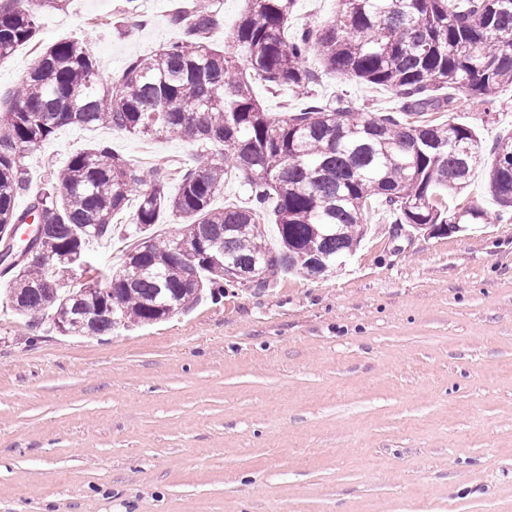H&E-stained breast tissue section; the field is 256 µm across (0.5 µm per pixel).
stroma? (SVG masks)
<instances>
[{
	"instance_id": "35a3bbf8",
	"label": "stroma",
	"mask_w": 512,
	"mask_h": 512,
	"mask_svg": "<svg viewBox=\"0 0 512 512\" xmlns=\"http://www.w3.org/2000/svg\"><path fill=\"white\" fill-rule=\"evenodd\" d=\"M180 0H66L0 60V111L36 51L82 39L104 78L181 36ZM312 97L253 81L273 114L310 98L391 112L381 86L322 71ZM436 121L512 134V87ZM110 147L145 176L196 142L64 126L25 151V208L53 168ZM445 200L467 230L394 225L380 201L345 268L275 276L109 336H63L11 310L0 275V512H512V221L476 172Z\"/></svg>"
}]
</instances>
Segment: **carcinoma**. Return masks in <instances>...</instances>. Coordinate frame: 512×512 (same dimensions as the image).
I'll return each mask as SVG.
<instances>
[{
  "label": "carcinoma",
  "instance_id": "carcinoma-1",
  "mask_svg": "<svg viewBox=\"0 0 512 512\" xmlns=\"http://www.w3.org/2000/svg\"><path fill=\"white\" fill-rule=\"evenodd\" d=\"M61 0H6L0 4V59L36 40L39 19ZM295 0H247L232 38L246 65L208 41L218 16L186 0L172 21L181 37L131 62L115 80L99 78L95 59L77 39L38 52L0 111V273L11 275L8 299L19 315L63 323V334L106 336L120 327L150 324L192 308L204 293L216 300L236 283L228 264L244 275L260 266L258 284L280 273L319 277L342 268L364 235L371 199L395 224H477L475 206L441 207L443 189L463 190L476 170L486 173L497 204L512 208V134L485 155L471 126L409 122L406 116L448 109L456 94L492 102L512 85V0H338L336 14L317 28L288 36ZM316 53L327 70L391 89L396 112H362L346 100L315 98L301 112L274 118L253 94L251 80L307 92ZM107 124L135 137L179 136L200 144L188 168L141 171L103 146L73 153L48 187L19 210L25 190L22 153L65 125ZM224 145V160L208 145ZM233 174L248 201L213 207ZM178 183L176 193L170 181ZM136 228L170 217L182 231L125 250L112 272V300L76 299L81 283L65 290L84 235L108 240L116 218ZM270 214L278 247L268 246L258 222ZM44 225L29 256L15 254L11 227ZM195 249L187 264L174 250ZM332 261L316 268L314 258Z\"/></svg>",
  "mask_w": 512,
  "mask_h": 512
}]
</instances>
